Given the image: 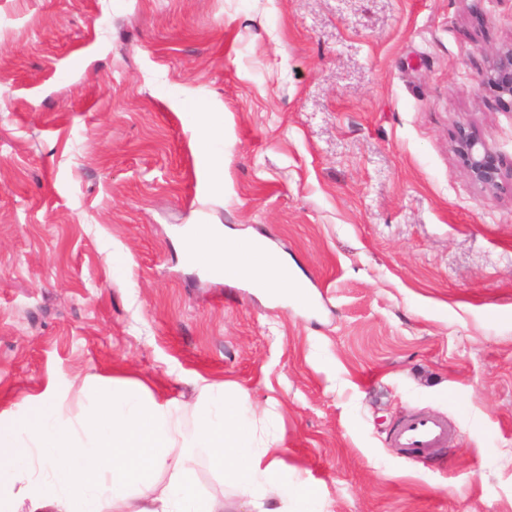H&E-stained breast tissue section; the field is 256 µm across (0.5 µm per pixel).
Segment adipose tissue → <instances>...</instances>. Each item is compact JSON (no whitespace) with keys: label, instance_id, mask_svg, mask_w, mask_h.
<instances>
[{"label":"adipose tissue","instance_id":"ef3b65f1","mask_svg":"<svg viewBox=\"0 0 512 512\" xmlns=\"http://www.w3.org/2000/svg\"><path fill=\"white\" fill-rule=\"evenodd\" d=\"M185 254L230 278L276 294L296 287L288 264L264 240L239 241L202 224L183 240ZM88 403L71 418L53 390L29 397L19 416L0 415V512H224L222 497L201 496L195 464L206 457L225 485L255 512H317L310 485L289 480L282 441L263 442L247 412V391L225 397L213 386L181 430L170 404L92 378ZM168 472L163 486L155 478Z\"/></svg>","mask_w":512,"mask_h":512}]
</instances>
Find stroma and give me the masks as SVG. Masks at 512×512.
<instances>
[{"instance_id": "stroma-1", "label": "stroma", "mask_w": 512, "mask_h": 512, "mask_svg": "<svg viewBox=\"0 0 512 512\" xmlns=\"http://www.w3.org/2000/svg\"><path fill=\"white\" fill-rule=\"evenodd\" d=\"M508 48L512 0H0V414L104 374L188 428L221 383L320 512H512V186L456 142L512 168ZM197 224L306 301L189 264ZM410 411L450 446L394 447ZM479 85L493 89L500 97H512V49L494 55L489 69L481 75ZM458 150L469 176L487 188L497 189L506 175L500 157L469 128L462 127L457 134Z\"/></svg>"}]
</instances>
